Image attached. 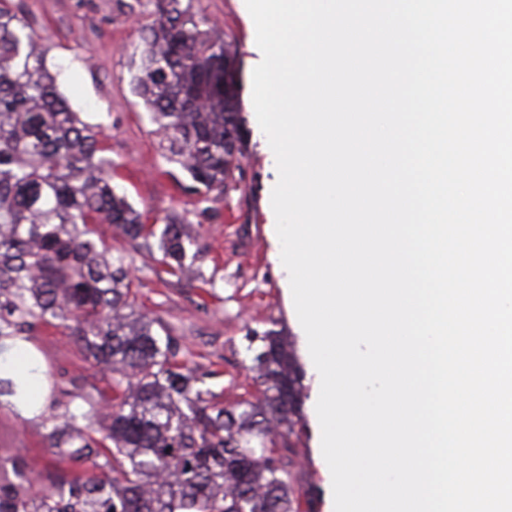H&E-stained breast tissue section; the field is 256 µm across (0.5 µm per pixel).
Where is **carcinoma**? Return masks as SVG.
<instances>
[{"instance_id":"cac0c4a2","label":"carcinoma","mask_w":512,"mask_h":512,"mask_svg":"<svg viewBox=\"0 0 512 512\" xmlns=\"http://www.w3.org/2000/svg\"><path fill=\"white\" fill-rule=\"evenodd\" d=\"M135 90L164 131L166 159L192 190L235 181L245 133L235 56L200 30L182 0H157ZM99 133L71 111L38 49L35 29L0 0V339L63 328L108 378L109 394L71 393L46 435L55 479L0 460V512H312L296 484L303 374L281 332L253 330L255 392L229 404L206 387L161 323L136 310L121 254L98 226L196 280L198 239L176 216L162 228L112 188ZM42 381L0 373V397L44 415ZM11 468L13 478L3 477Z\"/></svg>"}]
</instances>
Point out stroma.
Returning <instances> with one entry per match:
<instances>
[{
	"label": "stroma",
	"mask_w": 512,
	"mask_h": 512,
	"mask_svg": "<svg viewBox=\"0 0 512 512\" xmlns=\"http://www.w3.org/2000/svg\"><path fill=\"white\" fill-rule=\"evenodd\" d=\"M203 29L230 42L241 70L242 111L251 131L240 160L242 176L224 193L190 192L191 179L167 162L149 111L134 91L142 35L155 18V0H10V7L40 35L48 64L63 73L59 90L87 124L102 133L101 146L112 161V184L146 223L163 225L176 214L190 224L204 251L199 264L212 282L209 292L185 283H165L155 261L126 252L108 225L100 233L113 252H125L134 280L136 304L157 317L171 336L188 346L195 362L214 365L208 387L233 402L249 383L246 351L249 331L278 326L291 336L305 371L300 454L295 460L303 490L315 492L316 512H330L331 483L317 462L321 431L315 411L320 381L310 360L307 339L294 309L289 275L277 265L281 244L271 207L278 180L271 148L252 104V71L262 59L253 24L241 0H183ZM26 345L49 384L59 390L79 385L104 388L106 378L84 358L71 337L43 329ZM47 422L26 418L0 398V456L16 461L48 458Z\"/></svg>",
	"instance_id": "obj_1"
}]
</instances>
